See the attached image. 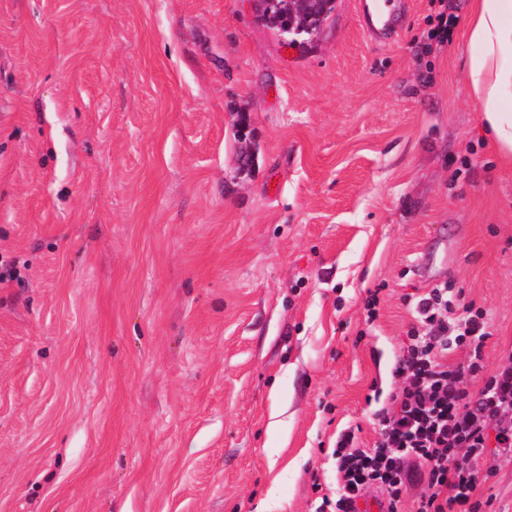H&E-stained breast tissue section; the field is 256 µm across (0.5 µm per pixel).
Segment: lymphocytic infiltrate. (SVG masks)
Instances as JSON below:
<instances>
[{"label": "lymphocytic infiltrate", "mask_w": 512, "mask_h": 512, "mask_svg": "<svg viewBox=\"0 0 512 512\" xmlns=\"http://www.w3.org/2000/svg\"><path fill=\"white\" fill-rule=\"evenodd\" d=\"M415 320L406 352L395 368L387 406L373 414L377 438L360 443L354 428L336 437V495L322 497L316 512H356L368 489L383 495V512H401L410 487H418L414 512H481L476 492L491 416L512 404V368L491 376L479 398L468 378L484 368L483 312L456 317L447 284L407 299ZM467 346L464 361L449 363L450 346Z\"/></svg>", "instance_id": "f902f5d3"}]
</instances>
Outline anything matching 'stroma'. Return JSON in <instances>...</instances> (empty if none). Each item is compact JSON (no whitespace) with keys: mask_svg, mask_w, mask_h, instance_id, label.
<instances>
[{"mask_svg":"<svg viewBox=\"0 0 512 512\" xmlns=\"http://www.w3.org/2000/svg\"><path fill=\"white\" fill-rule=\"evenodd\" d=\"M408 2L290 45L256 0H0V512H315L439 283L486 314L471 396L512 367L469 0ZM480 468L512 512L496 431ZM374 3L378 2L372 0ZM374 3L372 5V9H370L369 5H365L363 9V25L366 29L369 38L371 41H381L383 39L392 38L394 35L393 30V18L391 12L394 11H405L406 4L404 2L393 3L392 8L390 9V13L385 14L384 12H379L374 7Z\"/></svg>","mask_w":512,"mask_h":512,"instance_id":"35a3bbf8","label":"stroma"}]
</instances>
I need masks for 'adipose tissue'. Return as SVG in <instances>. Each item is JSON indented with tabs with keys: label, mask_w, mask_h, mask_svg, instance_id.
<instances>
[{
	"label": "adipose tissue",
	"mask_w": 512,
	"mask_h": 512,
	"mask_svg": "<svg viewBox=\"0 0 512 512\" xmlns=\"http://www.w3.org/2000/svg\"><path fill=\"white\" fill-rule=\"evenodd\" d=\"M463 70L481 125L512 165V0H473Z\"/></svg>",
	"instance_id": "adipose-tissue-1"
}]
</instances>
